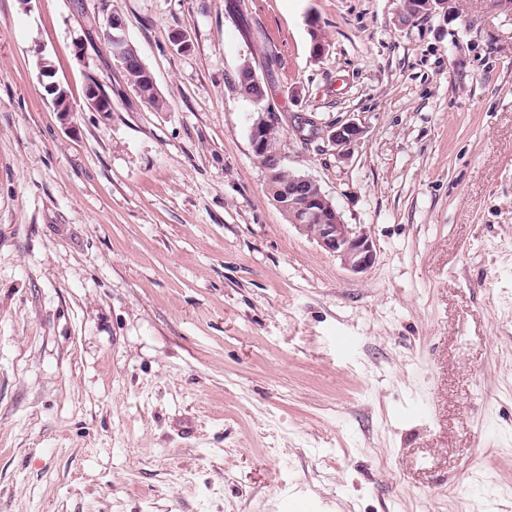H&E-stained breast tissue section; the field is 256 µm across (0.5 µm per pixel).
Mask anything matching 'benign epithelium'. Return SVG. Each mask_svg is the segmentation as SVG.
I'll return each instance as SVG.
<instances>
[{
  "label": "benign epithelium",
  "instance_id": "benign-epithelium-1",
  "mask_svg": "<svg viewBox=\"0 0 512 512\" xmlns=\"http://www.w3.org/2000/svg\"><path fill=\"white\" fill-rule=\"evenodd\" d=\"M409 8L403 14L416 18L432 12L451 13L452 0H405ZM114 64L126 70L137 66L143 72L141 83L132 85V89L143 101H148L149 92H157L154 79L143 66L139 56L127 39L124 24L119 17H110L108 29L103 35ZM85 104L95 112L112 111V103L94 83L84 95ZM278 126L267 119L262 112L252 124L251 139L254 153L261 157H273L272 139L278 137ZM363 135V129L357 123L349 121L333 125L323 130V136L334 146L336 153L344 154L348 148ZM282 197L288 199V221L302 234L316 241L325 251L341 260L343 266L353 273L367 271L375 262L374 242L364 228L344 223L333 202L321 190L320 185L311 177L288 173V183L280 189Z\"/></svg>",
  "mask_w": 512,
  "mask_h": 512
}]
</instances>
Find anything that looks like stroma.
<instances>
[{"label": "stroma", "mask_w": 512, "mask_h": 512, "mask_svg": "<svg viewBox=\"0 0 512 512\" xmlns=\"http://www.w3.org/2000/svg\"><path fill=\"white\" fill-rule=\"evenodd\" d=\"M400 4L0 0V512H512V0ZM269 57L366 272L267 190L232 83ZM424 1H428L427 5L430 9L425 10V6L422 4ZM410 5L409 9L404 10L400 15V20H404V16L407 14L409 20L423 15H429L432 12H444L450 14L453 10L452 0H405ZM104 43L107 45L109 49V53L112 56L114 64L121 68L123 71L135 65L139 68L140 71L143 72L144 78L141 80L140 84H135L140 81L141 72L137 70H126L125 76L127 77V81L130 84L133 82L132 89L139 95V97L147 104L151 106L149 101L156 107L158 110H162L166 106V102L163 99H160L157 96L153 98H149V91H143L142 87L146 86V88H151L154 94L158 95L157 89L155 86L154 79L150 72L143 66L139 56L136 54L133 46L130 44L127 39L124 31V24L119 17L111 16L108 20V29L103 35ZM159 96V95H158ZM363 129L357 123L349 121L341 125H333L323 130V136L336 146L337 155H343L348 148L363 135Z\"/></svg>", "instance_id": "1"}]
</instances>
